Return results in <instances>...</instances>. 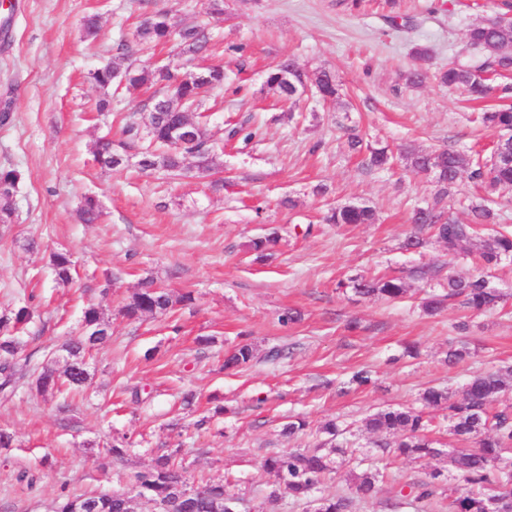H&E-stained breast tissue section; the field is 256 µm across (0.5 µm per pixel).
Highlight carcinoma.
<instances>
[{
  "instance_id": "cac0c4a2",
  "label": "carcinoma",
  "mask_w": 512,
  "mask_h": 512,
  "mask_svg": "<svg viewBox=\"0 0 512 512\" xmlns=\"http://www.w3.org/2000/svg\"><path fill=\"white\" fill-rule=\"evenodd\" d=\"M505 10L494 17L471 26L468 42L479 50L481 56L471 64H450L438 71L441 84L459 88L475 100L489 97L495 90L493 79L512 73V4L503 2ZM142 44L156 46L176 43L180 53L194 58L207 50L209 39L205 29L186 27L177 29L170 23L168 14L157 12L146 18L137 29ZM122 58H108L88 72L89 81L103 91L97 102L100 112H108L112 105L110 90L120 85V80L131 86L148 85L153 88L147 99L151 119L146 124L149 144L139 152V168L145 172L163 170L174 176L185 169L184 150L171 142V132L182 121L183 113L200 111L211 91L224 86V68L215 66L201 72L182 71L178 68L163 71L147 66L135 67L121 64ZM313 83L321 96L339 97L336 78L326 70H319L309 77L294 68L293 61L282 59L267 71L266 85L281 99L294 104L308 83ZM480 121L499 132L512 131V107L490 108L480 113ZM193 132L198 139V156L203 170L214 168L215 139L206 123L196 122ZM408 167L424 172L433 169L439 186L434 204L413 210L411 223L416 231L404 244L408 250L423 246L420 233L429 231L448 250V264H453L464 242L471 244L469 252L477 255L484 266L496 265L503 259H512V235L490 234L476 236L474 225L495 224L499 214L491 207L480 204L471 206L473 223L461 224L443 206V197L450 194L456 184V175L467 172L486 196L512 188V155L508 156L496 145L485 161L475 160L464 153L445 149L438 152H408L404 155ZM94 159L102 167L117 168L122 165V155L114 151L112 140H101L94 150ZM391 155L385 148H370L364 158L369 169L384 170L390 165ZM21 174L15 169L0 170V222L10 221L13 209L11 199ZM84 223L92 224L100 216L99 205L87 197L80 209ZM329 224H372L375 212L368 206L344 205L328 212ZM278 233L273 232L252 241L250 249L262 257L277 244ZM53 266L58 279L72 282V263L63 254L53 256ZM352 288L361 296H382L398 299L406 295V282L399 277L373 276L352 280ZM191 300L189 295L173 297L163 288L144 284L124 306L129 319L145 314L166 313L177 305ZM502 293L488 286L482 273L467 277L448 274V293L431 297L423 302L424 310L431 314L442 312L453 302L473 312L488 311L499 306ZM32 311L27 306L9 315L0 316V392L13 393L25 377L20 352L23 344L18 336L23 325L30 322ZM82 322L103 327L101 335L93 340L77 336L63 345L67 353L63 370L45 367L35 379L38 393L51 391L68 395L88 385L90 372L86 354L106 342L109 324L101 317L98 308L90 306L83 312ZM257 359L249 343L236 345L224 357V369L240 370ZM512 390V368L477 372L458 392L441 388H428L422 395L423 407L447 411L450 433L459 442H472L473 448H454L448 452L434 446L428 438L432 425L424 411L414 408L386 407L365 419L368 433L377 437L375 445L384 453L394 451L413 458L446 455L450 469L455 473L457 487L450 489L439 480L441 473L434 472L428 480L413 481L405 485L406 496L419 504L420 512H430L433 503L448 497L451 512H512V413L508 409L495 411L493 405L506 392ZM327 438L313 451L299 448L274 455L265 460L264 468L273 473L284 490L296 499L309 500L310 512H355L362 501L376 496L381 473L379 469L349 468L347 491L325 493L320 485L324 476L338 468L346 456V429L336 420H329L321 428ZM136 496L126 492H105L95 495H63L54 512H135L134 498L154 503L159 512H240L243 498L231 492L222 480H213L191 490L183 472L175 467L169 455H160L151 468L132 476Z\"/></svg>"
}]
</instances>
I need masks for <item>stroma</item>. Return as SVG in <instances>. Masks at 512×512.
<instances>
[{"label": "stroma", "instance_id": "obj_1", "mask_svg": "<svg viewBox=\"0 0 512 512\" xmlns=\"http://www.w3.org/2000/svg\"><path fill=\"white\" fill-rule=\"evenodd\" d=\"M499 2L224 0L215 15L209 0H0V17L11 20L0 34V103L10 112L0 123V169L21 174L11 221L0 223V314L27 305L34 315L24 333L29 380L0 394V430L14 437L0 447V512H50L64 494L128 490L131 475L161 454L182 465L191 486L227 480L250 512H306L285 492L268 502L278 484L263 468L268 456L315 447L320 426L336 417L358 456H373L364 420L377 409L416 407L426 388L457 391L473 372L512 366L510 261L485 270L504 300L482 314L454 304L427 315L422 300L444 294L440 283L410 279L397 300L336 287L447 261L433 237L421 251L403 247L412 209L433 202L437 185L401 155L492 149L498 132L479 126L475 103L435 74L477 60L467 31ZM158 11L175 27L205 28L209 49L194 67L224 68V88L207 103L210 129L253 134L225 144L213 170L188 177L141 172L133 148L114 170L93 160L100 138L120 145L126 120L148 117L142 87H122L111 111L96 112L100 92L86 75L99 58L121 50L155 68L185 62L174 46L138 44L137 27ZM90 16L98 19L93 38L82 30ZM421 48L428 57L418 56ZM284 58L310 74L331 71L340 97L310 91L296 107L283 105L265 80ZM413 69L421 83L407 82ZM353 135L397 153L394 168L362 166L348 146ZM319 184L328 194L315 193ZM88 196L100 203L92 224L79 219ZM347 204L371 207L376 222L323 223L328 208ZM272 231L280 237L274 256L255 261L248 244ZM57 253L75 261L72 283L57 282ZM145 280L193 302L127 319L122 309ZM90 304L112 338L88 361L90 389L62 414L57 398L29 381L43 367H63L60 348L79 335ZM288 308L301 319L284 327L278 317ZM243 339L257 361L225 371V353ZM461 344L469 359L447 364L449 346ZM275 348L285 358L267 361ZM363 368L372 374L366 387L351 381ZM297 419L305 429L283 435ZM121 436L134 445L115 464L104 448ZM379 466L381 491L359 512H415L402 486L447 463L390 457ZM24 473L34 486L21 481Z\"/></svg>", "mask_w": 512, "mask_h": 512}]
</instances>
